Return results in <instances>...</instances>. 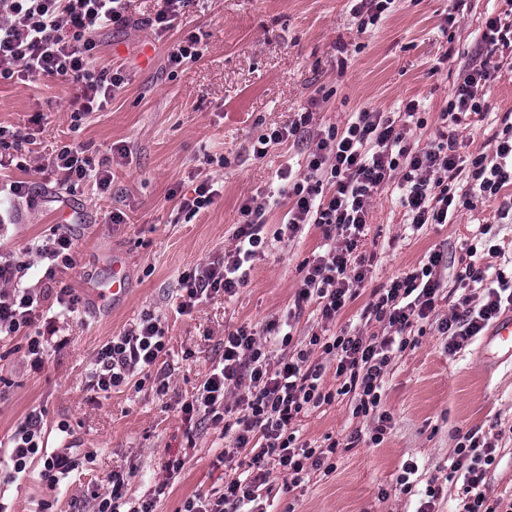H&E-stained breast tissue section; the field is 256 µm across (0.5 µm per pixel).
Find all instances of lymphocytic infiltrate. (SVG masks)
<instances>
[{
	"instance_id": "1",
	"label": "lymphocytic infiltrate",
	"mask_w": 512,
	"mask_h": 512,
	"mask_svg": "<svg viewBox=\"0 0 512 512\" xmlns=\"http://www.w3.org/2000/svg\"><path fill=\"white\" fill-rule=\"evenodd\" d=\"M128 2L0 0V80L55 77L72 87L75 111L103 109L123 87L125 77L121 70L97 66L95 35L108 27H124ZM510 57L512 0L502 15L485 21L476 57L462 74L445 111L451 123L482 116L485 89L500 61ZM418 110L415 100L399 112L364 109L353 113L343 128L332 127L313 137L304 115L272 129L252 146L259 159L271 146L307 136L312 139L306 172L287 189L285 226L292 236L307 224L322 229L325 251L309 264L295 302H315L324 324L335 322L359 296L368 270L358 249L366 237L370 203L393 178H400L406 188L402 204L415 228L449 223L459 208L467 207L466 196L455 187L465 169L482 196L502 197L499 218L512 217V196L501 194L512 184V122L504 123L495 136L494 161L481 154L467 160L451 137L423 148L409 143L411 125L420 122ZM36 169L67 183L92 182L103 191L112 184L111 157L92 158L83 145H61ZM269 205L268 196L260 192L243 199L234 246L181 275L180 312H190L203 298L220 292L234 295L245 285L247 266L264 245L261 231ZM490 231V225H479L477 234L462 242L468 261L456 282L463 293L448 316L439 314L443 252L435 248L421 268L372 292L360 317L381 324L382 335L314 333L297 343L287 333L281 339L286 352L276 358L267 339L275 323L267 324L263 336L243 326L225 333L221 358L184 400L181 410L186 417L223 426L235 448H250L251 455L238 461V475L225 480L222 489L187 499L182 512H265L264 495L273 489V475L285 476L286 488L292 491L308 483L312 474L328 477L335 473L338 441L313 447L300 441L295 424L309 410L332 403L337 395L352 397L353 416L367 422L370 443L380 445L392 423L391 414L382 406L384 377L393 354L408 347L406 333L414 323L437 319L439 332L447 336L448 349L454 352L512 310V277L475 261L481 251L500 253ZM32 256L47 262L48 268L44 282L30 285L25 276ZM74 263V239L64 224L57 225L51 237L26 244L17 252L0 253V336H14L31 327L45 302L74 311L78 303L74 289L55 280L57 268L69 269ZM475 290L482 293L477 303L471 297ZM166 354L160 320L153 312H145L134 326L100 348L90 384L96 392L108 394L134 375L152 371L159 381L158 392H165L167 374L159 364ZM330 364L341 383L335 392L324 384ZM43 428L42 413L30 412L5 450L0 485L24 477L38 458L43 461V478L52 485L75 469L70 445L45 452ZM495 452L491 438L478 431L458 436L453 461V470L462 480L458 512H497L484 491ZM111 483L97 512H155L168 489L167 482H162L131 499L124 492L123 473H113Z\"/></svg>"
}]
</instances>
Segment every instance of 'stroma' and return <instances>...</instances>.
I'll use <instances>...</instances> for the list:
<instances>
[{"mask_svg":"<svg viewBox=\"0 0 512 512\" xmlns=\"http://www.w3.org/2000/svg\"><path fill=\"white\" fill-rule=\"evenodd\" d=\"M158 8V0H132L127 26L97 35L99 64L126 77L125 87L100 111L75 116L71 87L54 78L0 81V135L26 130L31 141L22 151L31 163L61 144L115 155L112 185L104 193L90 182L70 187L12 166L0 171V179L33 184L32 202L17 208L13 223L0 226V251L49 237L56 221L69 224L76 264L59 278L82 299L78 313L37 323V330L63 341L50 347L41 370H31L25 360V336L0 338V443H9L37 410L44 414L48 448L66 442L79 457L78 468L54 486L34 464L6 493L11 512H96V498L110 489L113 471L128 468L133 474L126 494L141 497L164 480L171 458H184L185 467L156 512H179L188 497L222 487L230 476L217 461L231 448L221 427L186 421L181 398L223 353L225 331L244 326L259 333L274 319L303 337L319 323L315 304L298 309L294 299L322 231L309 224L293 238L281 235L288 200L278 174L288 166L303 172L306 148L289 141L257 159L252 146L261 135L305 112L318 133L343 126L362 109L394 112L414 99L422 125L413 129L412 142L423 147L443 133L457 139L461 155L489 157L503 117L512 113L507 60L487 88L482 119L469 126L441 119L486 18L503 10L502 0H395L363 32L347 0H190L162 37L149 24ZM196 31L207 45L203 57L170 68L171 45ZM123 147L128 157L118 156ZM207 154L223 158V166L203 165ZM208 176L220 190L214 204L193 216L178 211L171 192L192 194ZM456 186L471 207L450 223L419 229L407 222L398 182L373 199L363 246L372 266L336 329L380 332L379 323L360 319L372 291L422 266L436 246L448 254L443 289L454 290L461 242L477 225H491L505 249L499 257L478 254L477 263L512 269V223L499 222L500 199L481 196L464 174ZM256 191L273 201L263 227L266 245L247 284L233 297L214 295L180 313L179 276L233 246L241 201ZM116 210L123 223H111ZM117 261L129 291L115 303L98 294ZM149 310L165 330L168 391L158 393L154 379L140 375L108 395L92 390L88 372L100 347ZM423 330L415 347L396 355L385 377L382 402L393 421L384 442L374 446L363 439L339 449L329 477L312 476L289 493L274 487L268 512H416L430 484L441 489L438 512H456L461 485L448 473L455 438L470 429L497 446L487 496L512 502V363L487 361L481 339L452 353L435 326ZM350 403L340 396L309 411L297 424L301 441L320 446L365 430ZM408 460L418 472L406 495L396 479Z\"/></svg>","mask_w":512,"mask_h":512,"instance_id":"35a3bbf8","label":"stroma"}]
</instances>
